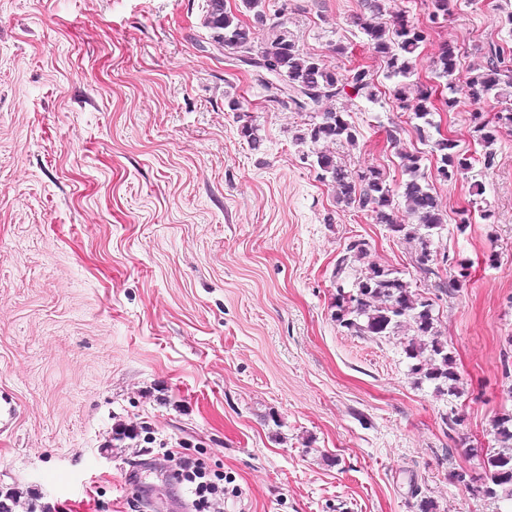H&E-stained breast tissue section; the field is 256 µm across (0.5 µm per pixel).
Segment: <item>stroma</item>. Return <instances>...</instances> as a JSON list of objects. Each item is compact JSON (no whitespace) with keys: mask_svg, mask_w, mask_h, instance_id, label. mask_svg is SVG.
Listing matches in <instances>:
<instances>
[{"mask_svg":"<svg viewBox=\"0 0 512 512\" xmlns=\"http://www.w3.org/2000/svg\"><path fill=\"white\" fill-rule=\"evenodd\" d=\"M206 0H0V494L12 512H141L187 495L160 463L188 447L223 473L224 512H415L418 484L439 512H500L449 480L477 468L498 413L512 409L500 353L512 336V127L484 172L490 219L470 181H434L448 221L438 245L469 267L438 301L454 347L464 424L414 385L396 341L331 318L336 263L352 239L415 277L414 247L333 186L292 143L303 116L269 102L246 67L210 49ZM329 69L371 72L375 100L343 97L350 169L401 178L420 142L394 82L356 23L361 0H267ZM512 0H453L415 62L426 83L443 47L461 71L475 45L512 46ZM345 45L338 55L337 45ZM249 106L241 138L226 101ZM475 106L433 121L479 157ZM398 130V144L387 138ZM227 108L230 112H234L236 121L239 123L240 136L244 138L253 149H259L261 140L257 135L258 128L254 123L253 116L245 113L247 112L245 104L238 98L231 97L227 100ZM243 115L246 117L249 116L250 119L243 118Z\"/></svg>","mask_w":512,"mask_h":512,"instance_id":"obj_1","label":"stroma"}]
</instances>
